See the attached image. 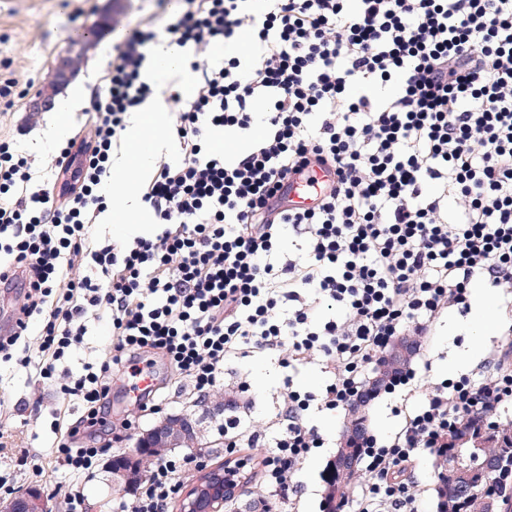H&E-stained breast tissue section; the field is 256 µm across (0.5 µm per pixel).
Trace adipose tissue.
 Listing matches in <instances>:
<instances>
[{"instance_id":"obj_1","label":"adipose tissue","mask_w":512,"mask_h":512,"mask_svg":"<svg viewBox=\"0 0 512 512\" xmlns=\"http://www.w3.org/2000/svg\"><path fill=\"white\" fill-rule=\"evenodd\" d=\"M168 119L159 102H148L133 119L132 146L112 166V219L123 222L127 215L136 213L142 204L137 193L138 182L151 164L156 150L153 130Z\"/></svg>"}]
</instances>
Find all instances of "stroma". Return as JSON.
<instances>
[{"label": "stroma", "mask_w": 512, "mask_h": 512, "mask_svg": "<svg viewBox=\"0 0 512 512\" xmlns=\"http://www.w3.org/2000/svg\"><path fill=\"white\" fill-rule=\"evenodd\" d=\"M177 0H0V81L18 84L13 103L0 101V136L14 140L27 155L36 174H44L54 149L61 146L55 130V112L34 114L29 103L42 90L52 73L55 59L71 42L85 41L87 51L77 78L60 93L69 104L67 136H74L84 112L100 85L101 76L115 47L137 25L163 30ZM81 343L73 345L58 365L56 380L41 378L38 370L24 369L16 361H0V499L14 497L34 487L48 499L52 512H65V495L76 489L83 494L88 512H110L125 491L115 486L108 470L111 455L133 453L140 433L170 414L188 413L200 418L204 441H212L228 415L261 436L264 446L273 445L279 434L276 414L281 402L284 376H291L299 390L322 397L332 374L322 355L284 369L275 353L239 354L226 359L224 380L212 391L215 399L235 400L225 415L212 416L207 402L197 401L190 384L174 378L162 367L158 403L148 409L135 401L113 409L110 456L102 457L90 477L72 476L50 456L61 431L84 412L83 405L64 395L59 380L82 373L85 364L98 361L112 348L111 327L104 318L90 317ZM512 325V303L496 298V329L485 334L472 323L469 313L449 310L435 321L426 347L431 368L424 374L427 386L448 376L447 367L461 361V373L482 380L490 375L488 360L493 345ZM419 403L414 394L396 393L375 400L368 412L371 430L386 437L398 430L404 416ZM325 441L305 461L298 475L299 492L294 504L285 506L251 494L235 497L233 512H323L325 477L344 432L341 414L322 410L309 421ZM42 471H35V464Z\"/></svg>", "instance_id": "35a3bbf8"}]
</instances>
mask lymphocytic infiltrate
Masks as SVG:
<instances>
[{
    "label": "lymphocytic infiltrate",
    "instance_id": "lymphocytic-infiltrate-1",
    "mask_svg": "<svg viewBox=\"0 0 512 512\" xmlns=\"http://www.w3.org/2000/svg\"><path fill=\"white\" fill-rule=\"evenodd\" d=\"M243 29L248 57L191 62L192 95H170L181 159L159 162L143 188L155 236L118 248L89 233L108 208L102 189L126 117L152 93V29L118 44L84 132L42 179L0 139V284L27 288L0 358L52 378L85 336L88 311L109 317L111 351L63 387L86 407L77 427L94 429L107 425L113 375L137 371L147 352L200 396L229 357L279 351L288 367L323 355L333 368L326 409L423 393L395 434L364 432L352 492L358 512H420L421 452L444 457L466 417L494 425L512 408V345L494 351L490 378L463 374L428 392L419 362L384 369L400 337L427 338L439 316L468 310L473 282L512 296V0H182L165 25L170 43L196 49ZM215 129L248 147L231 158L211 149ZM315 166L330 184L311 205L289 204V178ZM288 228L306 256L281 264ZM85 255L95 275L75 273ZM312 399L285 385L283 432L261 453L259 435L225 419V480L251 473L290 502L301 464L324 445L307 425ZM202 456L156 459L113 512H169L184 466Z\"/></svg>",
    "mask_w": 512,
    "mask_h": 512
}]
</instances>
